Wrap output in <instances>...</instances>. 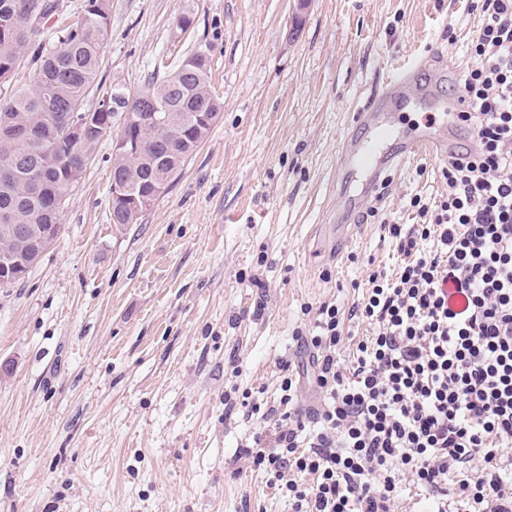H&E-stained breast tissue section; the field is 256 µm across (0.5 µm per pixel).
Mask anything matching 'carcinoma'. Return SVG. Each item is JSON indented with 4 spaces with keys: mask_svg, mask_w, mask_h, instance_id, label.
I'll return each mask as SVG.
<instances>
[{
    "mask_svg": "<svg viewBox=\"0 0 512 512\" xmlns=\"http://www.w3.org/2000/svg\"><path fill=\"white\" fill-rule=\"evenodd\" d=\"M44 3L52 0H0V27L6 23L12 26L10 35L0 34V78H9L0 87V172L16 166L13 178L0 179V225L54 224L58 235L61 217L47 212V200L68 199L97 144L112 131L114 112H145L152 107L178 114L219 112L222 105L211 90L210 57L198 48L186 56L183 67L152 81L131 97L117 99L115 90L104 93L115 107L100 115L90 141L64 137L67 118L83 111L86 91L97 79L112 5L111 0H89L90 8L82 9L56 31L54 43L43 28H26V18ZM27 49L41 65L34 70L30 87L15 88L12 79L17 62ZM15 126H34L43 133L39 138L17 140L8 134ZM210 130L201 126L186 134L176 128L147 127L140 132L143 156L114 153V173L129 189L146 192L157 172L170 170L174 161L194 153ZM113 215L121 224H136L140 219L119 197L113 201ZM21 251H36L35 240L19 241L0 228V253Z\"/></svg>",
    "mask_w": 512,
    "mask_h": 512,
    "instance_id": "carcinoma-1",
    "label": "carcinoma"
}]
</instances>
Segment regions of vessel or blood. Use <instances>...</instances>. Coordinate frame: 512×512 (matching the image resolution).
I'll return each mask as SVG.
<instances>
[{
    "label": "vessel or blood",
    "mask_w": 512,
    "mask_h": 512,
    "mask_svg": "<svg viewBox=\"0 0 512 512\" xmlns=\"http://www.w3.org/2000/svg\"><path fill=\"white\" fill-rule=\"evenodd\" d=\"M419 71L411 66L387 80L382 93L368 99L353 116V123L343 136L342 155L347 162L368 172L366 194L369 200H378L387 183L390 169L404 166L414 157L427 153L448 159L456 153L453 137L437 134L429 128L396 133L389 120L387 108L393 96L404 85L414 82ZM396 138L397 147L389 153L382 152L384 141Z\"/></svg>",
    "instance_id": "obj_1"
}]
</instances>
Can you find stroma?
I'll list each match as a JSON object with an SVG mask.
<instances>
[{
    "mask_svg": "<svg viewBox=\"0 0 512 512\" xmlns=\"http://www.w3.org/2000/svg\"><path fill=\"white\" fill-rule=\"evenodd\" d=\"M112 0L101 91L132 93L158 66L210 49L217 123L138 223L112 221V139L66 201L26 277L0 287V512H291L243 453L259 430L245 396L278 400L282 362L310 365L312 308L348 313L370 273L393 270L382 218L415 223L440 198L443 160L393 171L380 201L343 165L355 112L432 58L390 104L398 128L454 97L481 24L466 0ZM190 13L180 32L176 21ZM355 203L338 254L316 227Z\"/></svg>",
    "mask_w": 512,
    "mask_h": 512,
    "instance_id": "35a3bbf8",
    "label": "stroma"
}]
</instances>
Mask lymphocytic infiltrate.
<instances>
[{
	"mask_svg": "<svg viewBox=\"0 0 512 512\" xmlns=\"http://www.w3.org/2000/svg\"><path fill=\"white\" fill-rule=\"evenodd\" d=\"M482 25L460 92L471 151L449 160L437 205L391 224L394 274L375 272L350 319L374 325L350 363L336 304L304 344L320 406L303 420L300 380L250 412L246 456L293 512H391L403 484L426 512H512V0H470Z\"/></svg>",
	"mask_w": 512,
	"mask_h": 512,
	"instance_id": "lymphocytic-infiltrate-1",
	"label": "lymphocytic infiltrate"
}]
</instances>
